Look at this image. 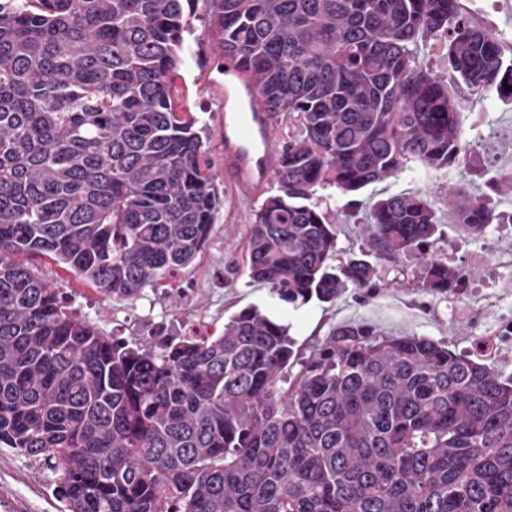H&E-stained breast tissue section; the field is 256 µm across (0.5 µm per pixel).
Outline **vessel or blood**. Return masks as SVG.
Returning a JSON list of instances; mask_svg holds the SVG:
<instances>
[{
  "label": "vessel or blood",
  "mask_w": 512,
  "mask_h": 512,
  "mask_svg": "<svg viewBox=\"0 0 512 512\" xmlns=\"http://www.w3.org/2000/svg\"><path fill=\"white\" fill-rule=\"evenodd\" d=\"M279 121L258 88L234 63L224 66V178L239 193L258 198L274 181Z\"/></svg>",
  "instance_id": "obj_1"
}]
</instances>
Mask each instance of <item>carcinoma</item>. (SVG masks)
<instances>
[{
    "mask_svg": "<svg viewBox=\"0 0 512 512\" xmlns=\"http://www.w3.org/2000/svg\"><path fill=\"white\" fill-rule=\"evenodd\" d=\"M191 0H0V447L46 460L68 512H512V381L425 337L345 325L295 362L258 307L159 347L102 335L18 257L133 299L191 264L223 204L172 80ZM208 27L295 126L254 214L252 281L294 307L370 291L416 252L420 287L464 278L421 194L378 200L337 252L320 190L354 194L474 146L411 45L512 102V54L463 0H210ZM508 87H503V84ZM463 229L489 206L460 190Z\"/></svg>",
    "mask_w": 512,
    "mask_h": 512,
    "instance_id": "1",
    "label": "carcinoma"
}]
</instances>
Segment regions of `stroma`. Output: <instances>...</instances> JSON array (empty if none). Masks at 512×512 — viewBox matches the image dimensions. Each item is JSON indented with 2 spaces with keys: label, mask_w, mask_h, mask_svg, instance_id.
I'll return each mask as SVG.
<instances>
[{
  "label": "stroma",
  "mask_w": 512,
  "mask_h": 512,
  "mask_svg": "<svg viewBox=\"0 0 512 512\" xmlns=\"http://www.w3.org/2000/svg\"><path fill=\"white\" fill-rule=\"evenodd\" d=\"M464 2L482 26L512 48V0ZM206 12L205 0H193L173 97L177 109L192 113L205 129L201 162L223 189L224 203L208 245L178 277L145 288L130 300L112 299L46 257L31 260L34 272L62 283L72 314L132 346L186 335L193 322L206 324L217 335L231 315L256 306L287 324L304 358L338 327L361 324L388 336L426 337L462 354L475 353L478 341H494L488 361L502 378H512V103L494 89L477 92L450 82L443 45L430 36L419 40L417 56L448 80L465 133L476 140V148L463 162L440 170L414 165L355 194L329 195L326 206L337 227V250L347 257L364 243L361 220L371 204L392 195L423 194L440 223L434 249L461 268L465 279L445 296L400 276V268L380 264L374 291L347 287L332 303L281 305L247 274L249 226L262 201L225 186L224 76L203 22ZM454 188L492 207L495 219L482 236L463 232L448 202ZM0 512H67L58 476L43 461L0 447Z\"/></svg>",
  "instance_id": "35a3bbf8"
}]
</instances>
